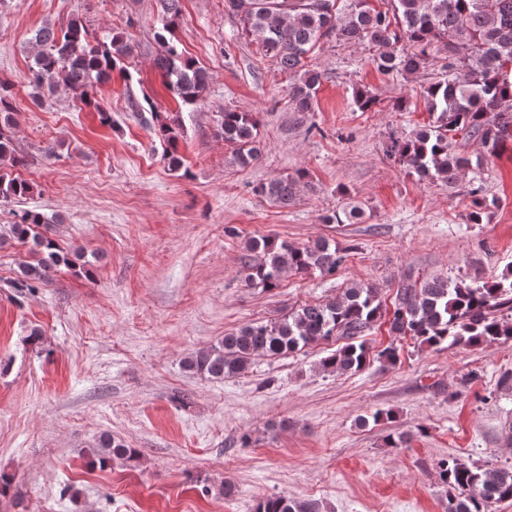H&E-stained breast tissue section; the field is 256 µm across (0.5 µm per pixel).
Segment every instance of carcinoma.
I'll return each instance as SVG.
<instances>
[{"label":"carcinoma","mask_w":512,"mask_h":512,"mask_svg":"<svg viewBox=\"0 0 512 512\" xmlns=\"http://www.w3.org/2000/svg\"><path fill=\"white\" fill-rule=\"evenodd\" d=\"M387 2V9L378 10L371 0H224V11L237 18L242 34L254 38L261 53L288 75L286 104L294 112L314 109L321 73L308 59L324 42L376 47L372 64L384 74L426 71L435 55L446 50L448 62L424 94L430 123L407 138L392 139L389 156L422 180L453 187L480 163V158L457 149L456 136L493 147L512 138V0ZM159 3L156 67L165 88L190 109L199 102L208 74L173 42L178 0ZM34 42L37 51L28 68L31 95L40 98L63 86L85 106L94 103L100 86L109 83L112 72L134 52L124 33L114 30L98 38L79 18L59 29L50 24L36 29ZM128 105L164 146L169 169L181 170L183 160L171 146L182 126L162 116L146 97L140 101L132 97ZM12 126L11 85L0 81V198L5 200L26 197L33 189L27 180L4 172L25 165V157L15 155ZM257 130L256 113L226 109L218 115L215 135L232 149L233 163L247 167L260 155ZM302 178L301 172L291 180L274 179L259 184L254 192L286 205ZM61 221L57 214L24 210L0 228V244L13 239L28 246L10 282L16 297L49 284L64 269L91 276L92 262L84 253L63 250L41 232ZM247 250L251 256L244 261L245 282L264 291L275 288L288 270L331 275L344 262V255L325 239L294 246L265 238L249 242ZM384 316L393 336H409L420 346L506 344L512 341V270L494 281L434 277L403 283L390 311L376 285L355 282L336 299L304 305L267 323L244 325L218 344L188 354L183 366L193 374L222 380L244 374L257 354L292 353L339 336L347 343L322 358L319 366L329 373H356L369 359L360 338ZM89 454L102 466L138 457L136 449L109 433L100 435ZM438 476L448 493V512H490L493 505L512 501V466L485 467L448 458L438 463ZM254 512L322 510L315 501L275 494L259 499Z\"/></svg>","instance_id":"cac0c4a2"}]
</instances>
